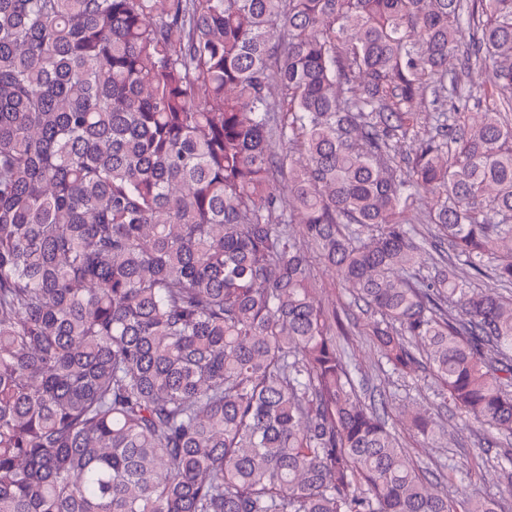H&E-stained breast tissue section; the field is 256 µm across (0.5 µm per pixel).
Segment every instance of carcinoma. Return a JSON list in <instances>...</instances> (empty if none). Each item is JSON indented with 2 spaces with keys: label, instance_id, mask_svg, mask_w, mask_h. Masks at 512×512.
Segmentation results:
<instances>
[{
  "label": "carcinoma",
  "instance_id": "1",
  "mask_svg": "<svg viewBox=\"0 0 512 512\" xmlns=\"http://www.w3.org/2000/svg\"><path fill=\"white\" fill-rule=\"evenodd\" d=\"M318 262L512 436V0H0V512H505L362 400Z\"/></svg>",
  "mask_w": 512,
  "mask_h": 512
}]
</instances>
